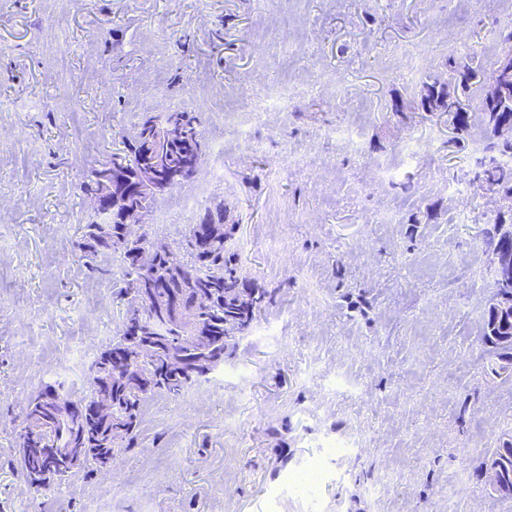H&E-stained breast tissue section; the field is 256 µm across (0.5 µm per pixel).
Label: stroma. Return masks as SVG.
Segmentation results:
<instances>
[{
  "mask_svg": "<svg viewBox=\"0 0 512 512\" xmlns=\"http://www.w3.org/2000/svg\"><path fill=\"white\" fill-rule=\"evenodd\" d=\"M505 15L471 0L447 30L448 0H0V512H503L480 476L512 441V371L481 341L504 209L475 178L479 92L462 142L445 114L393 106L448 54L492 66ZM403 48L420 71L389 64ZM174 111L199 113L203 166L148 238L180 250L224 204L271 300L196 397L154 398L112 470L43 496L17 475L21 411L46 383L82 391L125 310L119 253L85 272L80 179Z\"/></svg>",
  "mask_w": 512,
  "mask_h": 512,
  "instance_id": "stroma-1",
  "label": "stroma"
}]
</instances>
